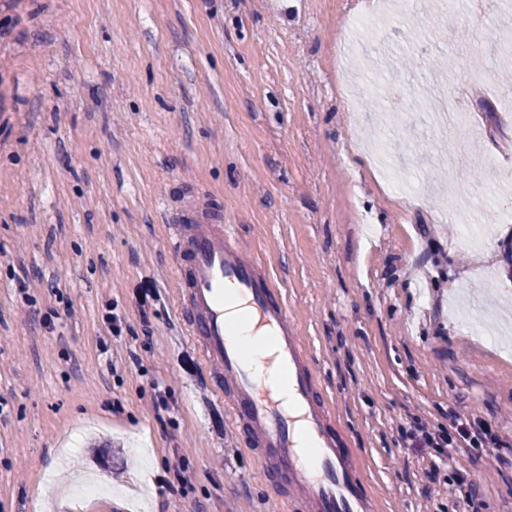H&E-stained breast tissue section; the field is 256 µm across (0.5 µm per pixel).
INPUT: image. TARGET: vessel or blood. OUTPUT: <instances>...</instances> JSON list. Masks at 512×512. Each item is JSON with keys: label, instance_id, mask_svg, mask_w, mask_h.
I'll return each mask as SVG.
<instances>
[{"label": "vessel or blood", "instance_id": "obj_1", "mask_svg": "<svg viewBox=\"0 0 512 512\" xmlns=\"http://www.w3.org/2000/svg\"><path fill=\"white\" fill-rule=\"evenodd\" d=\"M168 245L177 269L184 336L208 370L216 396L233 424L246 425L261 448V466L288 477L303 512H375L360 488L358 468L334 432L335 412L318 381L308 350L288 314L277 278L242 247L238 227L224 213L187 193L167 214ZM236 298L272 338L274 356L288 377V400L260 382L234 338L227 300Z\"/></svg>", "mask_w": 512, "mask_h": 512}]
</instances>
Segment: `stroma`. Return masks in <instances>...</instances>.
<instances>
[{
    "instance_id": "obj_1",
    "label": "stroma",
    "mask_w": 512,
    "mask_h": 512,
    "mask_svg": "<svg viewBox=\"0 0 512 512\" xmlns=\"http://www.w3.org/2000/svg\"><path fill=\"white\" fill-rule=\"evenodd\" d=\"M358 2L0 0V512L279 494L181 334L162 212L188 187L279 278L378 512H468L461 478L512 512V0H419L368 40ZM442 88L497 161L480 184L423 132ZM456 413L505 448L403 442ZM91 480L106 492L73 500Z\"/></svg>"
}]
</instances>
